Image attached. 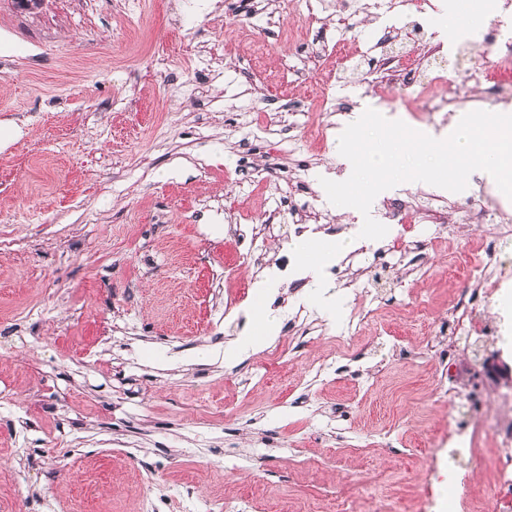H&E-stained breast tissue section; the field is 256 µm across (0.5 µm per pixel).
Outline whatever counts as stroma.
I'll list each match as a JSON object with an SVG mask.
<instances>
[{"mask_svg": "<svg viewBox=\"0 0 512 512\" xmlns=\"http://www.w3.org/2000/svg\"><path fill=\"white\" fill-rule=\"evenodd\" d=\"M268 3L254 27L266 67L298 76L285 97L245 53L213 52L244 23L238 0H0V132L15 134L0 140V512H198L229 489L249 496V512H332L340 490L412 512L453 414L437 394L436 343L464 283L446 248L480 250L489 227L461 205H483L480 187L502 176L468 160L444 187L419 174L461 123L512 126V99L461 83L479 61L460 44L418 74L441 69L445 96L464 99L431 122L417 88L346 60L324 121L334 130L359 113L351 149L382 156L395 184L373 198L365 171L350 193L329 178L335 144L306 129L319 43L387 36L420 56L409 32L443 20L405 0ZM291 26L309 28L307 41H281ZM366 208L370 238L326 259L321 286H275L282 364L262 351L228 358L242 328L226 299L241 292L256 309L269 274L254 251L301 260L288 225L320 226L325 247L356 236ZM405 210L427 243L420 272L394 246ZM412 292L427 306L414 322ZM365 294L375 317L345 370L309 376ZM486 316L502 335L461 334L458 347L512 365V307ZM374 431L401 446L355 449Z\"/></svg>", "mask_w": 512, "mask_h": 512, "instance_id": "35a3bbf8", "label": "stroma"}]
</instances>
